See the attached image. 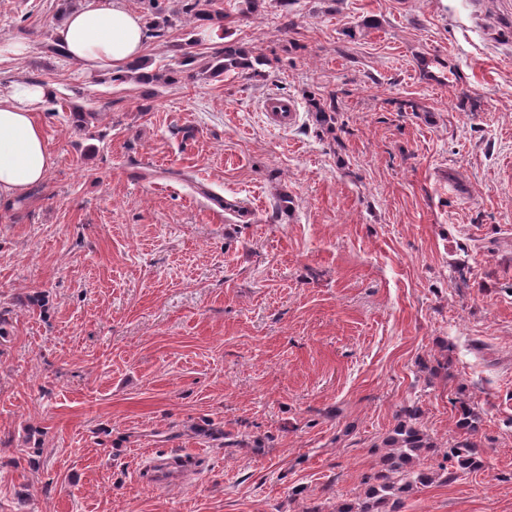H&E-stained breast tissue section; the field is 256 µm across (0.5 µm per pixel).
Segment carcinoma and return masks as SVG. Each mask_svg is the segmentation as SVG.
<instances>
[{"label": "carcinoma", "mask_w": 512, "mask_h": 512, "mask_svg": "<svg viewBox=\"0 0 512 512\" xmlns=\"http://www.w3.org/2000/svg\"><path fill=\"white\" fill-rule=\"evenodd\" d=\"M146 30L159 33L168 25L169 15L180 14L190 26L191 38L183 43L169 46L174 55L181 58V64H192L197 56L190 52L198 40L193 38L194 30L208 22L218 30H224V10L216 7V0H184L180 10H173L163 0H147ZM263 61L252 55L236 42L226 41L212 54L205 57L201 72L213 76L232 69L251 72L262 76L258 66ZM132 74L143 85H158L168 81L166 75L148 69V63L137 60L125 73L112 77L122 81ZM458 419L456 428L460 437L450 448H443L434 442L416 424L417 411L405 408L403 420L385 438L387 451L381 456L377 471L367 477L363 490L352 500L342 503L337 512H395L399 500L421 486L440 479L453 483L463 475L475 471L482 461L483 450L473 441L482 425L479 411L465 400L457 401ZM431 458L438 461L439 471L430 472L420 468V460Z\"/></svg>", "instance_id": "1"}]
</instances>
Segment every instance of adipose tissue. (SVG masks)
I'll return each instance as SVG.
<instances>
[{
	"instance_id": "1",
	"label": "adipose tissue",
	"mask_w": 512,
	"mask_h": 512,
	"mask_svg": "<svg viewBox=\"0 0 512 512\" xmlns=\"http://www.w3.org/2000/svg\"><path fill=\"white\" fill-rule=\"evenodd\" d=\"M66 56L90 73L122 70L141 58L146 29L124 0H87L54 30ZM50 86L17 80L0 92V206L25 197L55 164L36 120Z\"/></svg>"
}]
</instances>
